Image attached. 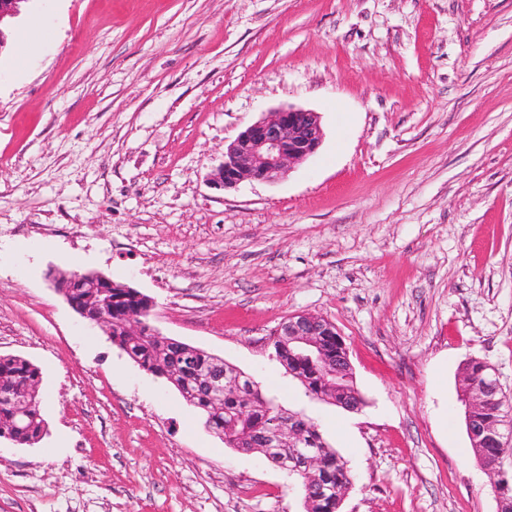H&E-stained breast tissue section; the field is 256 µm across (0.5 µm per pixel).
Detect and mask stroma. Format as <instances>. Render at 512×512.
Wrapping results in <instances>:
<instances>
[{
	"label": "stroma",
	"instance_id": "1",
	"mask_svg": "<svg viewBox=\"0 0 512 512\" xmlns=\"http://www.w3.org/2000/svg\"><path fill=\"white\" fill-rule=\"evenodd\" d=\"M0 49V355L43 373L38 444L0 439V512H303L297 481L208 431L47 278L100 272L151 324L318 425L340 512H497L457 390L512 395V0H26ZM318 151L214 187L264 113ZM331 321L365 404L305 396L268 338Z\"/></svg>",
	"mask_w": 512,
	"mask_h": 512
}]
</instances>
